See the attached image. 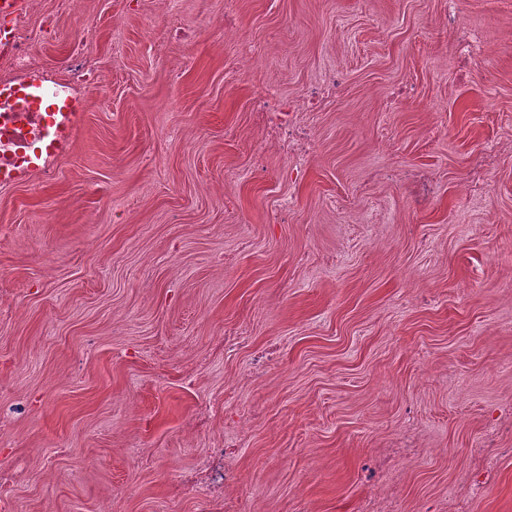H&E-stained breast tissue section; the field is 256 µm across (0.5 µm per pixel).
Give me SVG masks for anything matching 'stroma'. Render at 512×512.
Wrapping results in <instances>:
<instances>
[{
  "label": "stroma",
  "instance_id": "obj_1",
  "mask_svg": "<svg viewBox=\"0 0 512 512\" xmlns=\"http://www.w3.org/2000/svg\"><path fill=\"white\" fill-rule=\"evenodd\" d=\"M47 17L39 64L84 30L107 91L53 180L0 187V512H200L213 448L231 512H512V0H30L22 23ZM273 97L271 93H263L256 100V110L260 115H267L268 112H275V121L268 123V129L271 136L282 142L288 153V146L295 145L302 140H306L305 133L301 132L296 125V121L289 119L291 109L283 107L280 103L272 104L269 98ZM288 115V120L285 116Z\"/></svg>",
  "mask_w": 512,
  "mask_h": 512
}]
</instances>
